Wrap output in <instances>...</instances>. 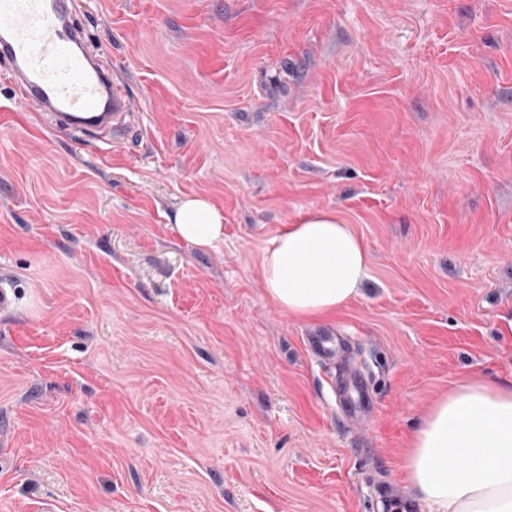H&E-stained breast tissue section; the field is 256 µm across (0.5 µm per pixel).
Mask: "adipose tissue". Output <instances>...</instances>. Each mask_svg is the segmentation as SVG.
<instances>
[{"label": "adipose tissue", "instance_id": "ef3b65f1", "mask_svg": "<svg viewBox=\"0 0 512 512\" xmlns=\"http://www.w3.org/2000/svg\"><path fill=\"white\" fill-rule=\"evenodd\" d=\"M171 228L197 250H212L224 242V213L188 196ZM368 270L365 245L331 210L281 225L261 252L267 297L301 319L342 310ZM402 470L428 512H512V387L478 379L450 389L420 421Z\"/></svg>", "mask_w": 512, "mask_h": 512}]
</instances>
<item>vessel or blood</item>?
<instances>
[{"label":"vessel or blood","mask_w":512,"mask_h":512,"mask_svg":"<svg viewBox=\"0 0 512 512\" xmlns=\"http://www.w3.org/2000/svg\"><path fill=\"white\" fill-rule=\"evenodd\" d=\"M68 0H0V63L23 98L48 114L56 131L108 129L122 137L134 128L135 113L125 79L94 47L85 27L69 25ZM321 359H340L335 337H308ZM345 417H366L374 390L356 367L336 379Z\"/></svg>","instance_id":"1"}]
</instances>
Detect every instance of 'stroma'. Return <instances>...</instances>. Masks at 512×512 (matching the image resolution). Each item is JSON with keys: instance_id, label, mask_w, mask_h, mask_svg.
Here are the masks:
<instances>
[{"instance_id": "1", "label": "stroma", "mask_w": 512, "mask_h": 512, "mask_svg": "<svg viewBox=\"0 0 512 512\" xmlns=\"http://www.w3.org/2000/svg\"><path fill=\"white\" fill-rule=\"evenodd\" d=\"M126 77L104 150L0 79V512H378L449 389L512 384V0H75ZM224 212L202 252L166 219ZM338 211L370 264L278 309L261 249ZM346 337L375 406L336 409ZM170 221L175 234L197 250H212L224 243V212L206 197L182 198ZM307 342L312 352L322 360H334L341 364H345L340 349L336 345L334 336L326 334H318L308 336Z\"/></svg>"}]
</instances>
